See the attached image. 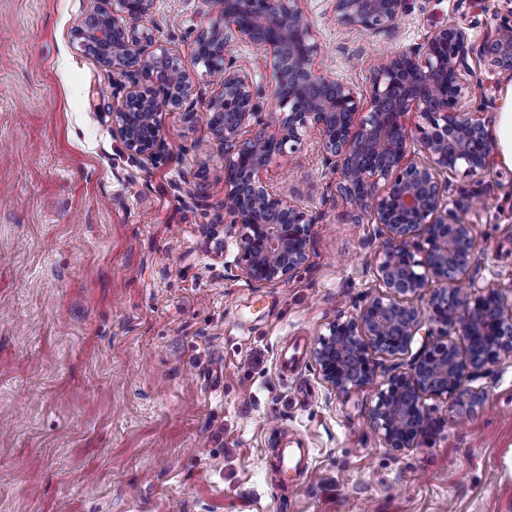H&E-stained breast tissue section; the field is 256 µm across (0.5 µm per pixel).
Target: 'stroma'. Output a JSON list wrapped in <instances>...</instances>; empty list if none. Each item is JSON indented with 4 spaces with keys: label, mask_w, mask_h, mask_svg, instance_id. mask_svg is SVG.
Segmentation results:
<instances>
[{
    "label": "stroma",
    "mask_w": 512,
    "mask_h": 512,
    "mask_svg": "<svg viewBox=\"0 0 512 512\" xmlns=\"http://www.w3.org/2000/svg\"><path fill=\"white\" fill-rule=\"evenodd\" d=\"M102 0H0V512H512V354L474 375L465 420L426 398L420 447H387L370 423L378 382L331 393L312 350L328 324L382 294L383 239L352 223L318 134L263 174L313 219L309 258L289 280L241 276L224 227V154L204 123L161 116L162 156L144 167L112 137L133 83L74 31ZM325 75L370 90L375 68L450 19L476 40L512 23V0H413L390 30H349L332 0H304ZM207 0H154L145 24L192 74L195 111L214 85L195 42ZM280 111L267 57L247 38L225 55ZM480 192L476 286L512 301V169L448 176ZM310 450L290 484L284 446Z\"/></svg>",
    "instance_id": "obj_1"
}]
</instances>
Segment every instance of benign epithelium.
<instances>
[{
  "label": "benign epithelium",
  "instance_id": "1",
  "mask_svg": "<svg viewBox=\"0 0 512 512\" xmlns=\"http://www.w3.org/2000/svg\"><path fill=\"white\" fill-rule=\"evenodd\" d=\"M209 2L215 21L197 48H206L203 62L217 75V90L207 104L210 113L187 112L185 118L194 124L209 117L210 131L224 147V216L238 229V269L262 287L288 279L307 261L313 219L266 184L262 173L313 127L324 163L337 175L336 190L380 226L384 241L374 276L385 288L359 314L328 324L314 361L327 389L347 394L377 377L376 356L405 354L422 330L438 337L421 347L407 370L386 379L371 411L388 447L418 448L427 430L424 398L445 399L458 416L470 415L481 395L465 381L512 353V304L496 288L464 287L471 281L476 238L472 224L443 205L450 184L440 179L460 167L472 176L491 167L496 140L480 113L462 109L461 102L483 87L471 61L491 74L512 75V26L478 43L470 27L450 19L423 44L398 50L380 64L362 100L351 86L331 83L317 69L318 46L302 0ZM105 4L75 37L106 68L135 76L112 113V136L142 165H152L162 146V110L190 103L195 82L167 50L147 51L154 42L144 26L151 0ZM333 10L345 28L379 31L395 27L410 12L411 0H333ZM239 36L269 56L272 96L288 108L272 133L253 130L262 108L258 94L245 73L224 65L227 48ZM160 61L178 82L157 81ZM327 82L332 93L322 95ZM411 140L418 143L419 159L408 151ZM424 294L421 308L409 301Z\"/></svg>",
  "mask_w": 512,
  "mask_h": 512
}]
</instances>
